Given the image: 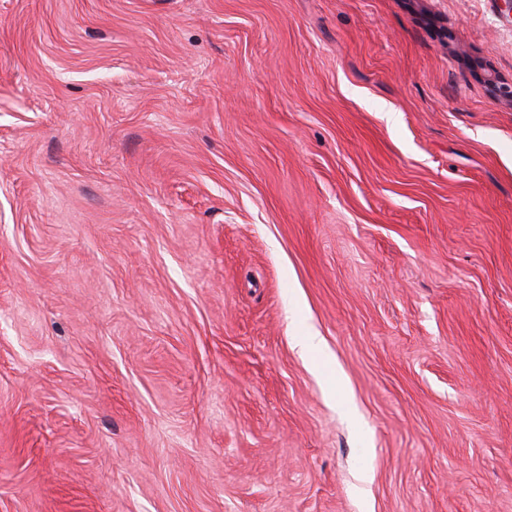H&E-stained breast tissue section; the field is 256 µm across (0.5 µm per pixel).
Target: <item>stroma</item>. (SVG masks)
I'll list each match as a JSON object with an SVG mask.
<instances>
[{
    "mask_svg": "<svg viewBox=\"0 0 512 512\" xmlns=\"http://www.w3.org/2000/svg\"><path fill=\"white\" fill-rule=\"evenodd\" d=\"M484 68L505 0H0V512H512Z\"/></svg>",
    "mask_w": 512,
    "mask_h": 512,
    "instance_id": "1",
    "label": "stroma"
}]
</instances>
